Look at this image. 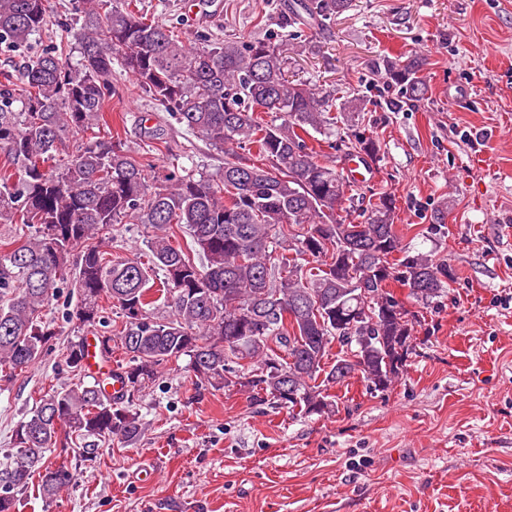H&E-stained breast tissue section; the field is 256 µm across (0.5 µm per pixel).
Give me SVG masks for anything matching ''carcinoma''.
<instances>
[{
  "label": "carcinoma",
  "mask_w": 512,
  "mask_h": 512,
  "mask_svg": "<svg viewBox=\"0 0 512 512\" xmlns=\"http://www.w3.org/2000/svg\"><path fill=\"white\" fill-rule=\"evenodd\" d=\"M133 2L74 0L64 41L26 60L21 88L8 77L0 83V152L11 165L0 171V225H14L0 239V382L45 356L55 336L46 311L69 279L77 301L67 321L102 328V301H110L122 323L101 335V358L111 361L116 339L128 356L118 368L120 393L108 391L109 371L91 385L46 393L19 421L16 451L0 464V512H16L35 473L49 501L76 482L77 468L53 465L54 453L83 465L106 443H135L144 429L135 401L183 356L202 391L236 387L260 405L307 417L329 409V384L356 374L385 391L415 351L417 323L389 284L428 308L452 280L448 263L402 245L391 194H348L353 184L337 161L307 143L316 133L342 161L377 158L378 140L359 127L331 141L336 112H360L364 100L336 109L318 89L286 77L278 44L187 42ZM48 4L0 0V43L31 45L46 30ZM350 6L297 0L282 23L322 28ZM114 61L224 154L219 179L193 167L159 177L124 142L95 136L116 93ZM423 65L417 55L378 63L397 89L390 111L425 95ZM70 138L76 147L64 153ZM253 151L266 164L249 163ZM117 224L153 228L148 260L103 249ZM178 231L190 237L184 247ZM157 295L168 308L161 319ZM335 341L342 350L328 366ZM64 362L85 371L81 341Z\"/></svg>",
  "instance_id": "cac0c4a2"
}]
</instances>
